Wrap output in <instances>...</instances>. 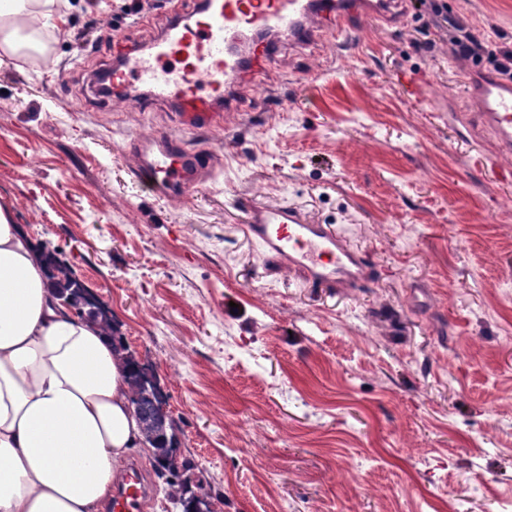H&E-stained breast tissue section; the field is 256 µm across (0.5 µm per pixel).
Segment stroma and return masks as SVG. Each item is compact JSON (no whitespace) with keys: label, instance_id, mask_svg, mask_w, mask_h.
<instances>
[{"label":"stroma","instance_id":"stroma-1","mask_svg":"<svg viewBox=\"0 0 512 512\" xmlns=\"http://www.w3.org/2000/svg\"><path fill=\"white\" fill-rule=\"evenodd\" d=\"M41 59L0 61V205L101 302L163 390L180 476L212 512H512V156L463 89L512 50V0H445L453 56L410 4L349 45L283 41L191 196L127 148L175 127L88 89L149 45L166 0H67ZM338 225L372 281L313 288L243 232L251 201ZM452 27L453 30L448 34V43L453 55L478 59L484 46L475 38L469 24L460 20L455 22Z\"/></svg>","mask_w":512,"mask_h":512}]
</instances>
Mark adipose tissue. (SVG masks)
I'll list each match as a JSON object with an SVG mask.
<instances>
[{
	"label": "adipose tissue",
	"mask_w": 512,
	"mask_h": 512,
	"mask_svg": "<svg viewBox=\"0 0 512 512\" xmlns=\"http://www.w3.org/2000/svg\"><path fill=\"white\" fill-rule=\"evenodd\" d=\"M0 12V54L35 47ZM125 366L100 323L63 306L33 240L0 205V512H97L112 475L150 450Z\"/></svg>",
	"instance_id": "ef3b65f1"
}]
</instances>
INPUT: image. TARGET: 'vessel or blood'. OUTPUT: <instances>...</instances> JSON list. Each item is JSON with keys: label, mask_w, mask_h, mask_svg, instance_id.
<instances>
[{"label": "vessel or blood", "mask_w": 512, "mask_h": 512, "mask_svg": "<svg viewBox=\"0 0 512 512\" xmlns=\"http://www.w3.org/2000/svg\"><path fill=\"white\" fill-rule=\"evenodd\" d=\"M336 16L327 39L346 42L350 31L347 0H198L187 11L172 0L170 21L147 53L113 66V86L144 87L158 104H175L195 129L216 127L222 109L232 108L233 88L245 68L241 53L249 36L311 34L324 13ZM466 84L498 142L500 153L512 152V82L489 72L470 70ZM135 178L152 194L187 197L199 183L211 158L183 137L162 132L130 142ZM246 231L263 250L289 271L300 272L314 288H356L370 275L368 257L355 249L335 225L318 224L294 207L251 205ZM146 484L141 471L129 466L112 495L110 512H144Z\"/></svg>", "instance_id": "obj_1"}]
</instances>
